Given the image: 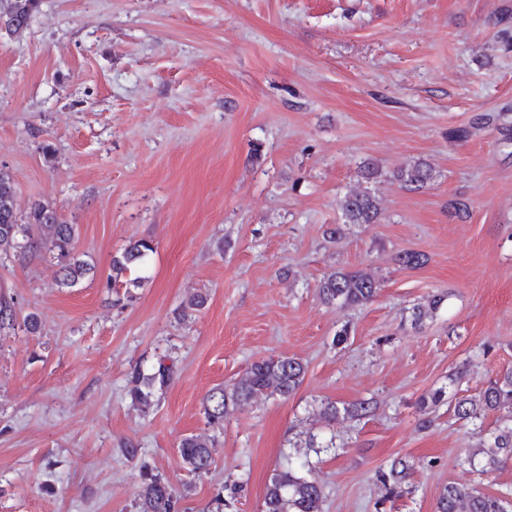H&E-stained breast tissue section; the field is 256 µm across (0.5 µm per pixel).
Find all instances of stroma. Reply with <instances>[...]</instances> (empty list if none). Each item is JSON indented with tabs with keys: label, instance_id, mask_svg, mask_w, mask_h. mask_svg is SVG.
I'll return each mask as SVG.
<instances>
[{
	"label": "stroma",
	"instance_id": "1",
	"mask_svg": "<svg viewBox=\"0 0 512 512\" xmlns=\"http://www.w3.org/2000/svg\"><path fill=\"white\" fill-rule=\"evenodd\" d=\"M419 159L433 179L413 191L393 173ZM365 161L381 213L346 225L337 201ZM0 169L20 210L45 201L78 226L95 267L62 288L45 253L0 265V303L39 320L0 331V512H138L143 461L179 512L219 492L224 512H261L310 433L336 443L309 456L323 512H435L451 482L512 502V462L469 463L497 414L420 404L512 368V0H41L0 43ZM142 238V284L112 287L113 256ZM400 251L427 262L398 267ZM337 269L371 274L376 300L324 304ZM162 355L173 377L137 410L130 372ZM282 356L306 365L300 388L230 411L211 469L188 472L208 392ZM326 399L370 411L329 423ZM396 458L412 475L388 499L375 474ZM447 294L437 293L431 295L425 304H417L412 309V323L415 326L422 324L426 319L432 318L434 314L441 308Z\"/></svg>",
	"mask_w": 512,
	"mask_h": 512
}]
</instances>
